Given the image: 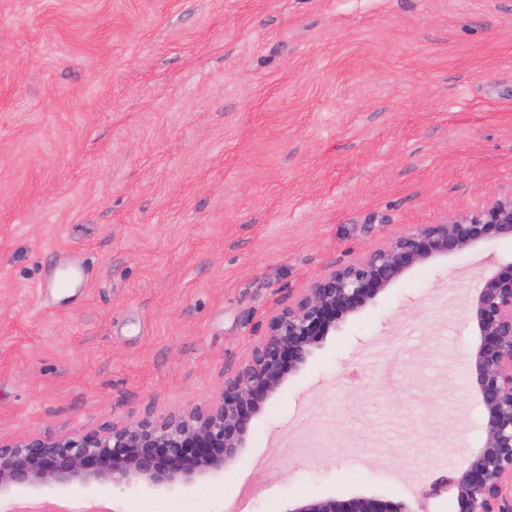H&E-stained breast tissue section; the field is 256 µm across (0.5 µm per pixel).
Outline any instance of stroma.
Here are the masks:
<instances>
[{
	"label": "stroma",
	"mask_w": 512,
	"mask_h": 512,
	"mask_svg": "<svg viewBox=\"0 0 512 512\" xmlns=\"http://www.w3.org/2000/svg\"><path fill=\"white\" fill-rule=\"evenodd\" d=\"M510 192L512 0H0V440L201 405L328 268ZM511 257L411 271L191 492L0 512L416 498L481 437L465 302Z\"/></svg>",
	"instance_id": "35a3bbf8"
}]
</instances>
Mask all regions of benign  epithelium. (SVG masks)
<instances>
[{
  "label": "benign epithelium",
  "mask_w": 512,
  "mask_h": 512,
  "mask_svg": "<svg viewBox=\"0 0 512 512\" xmlns=\"http://www.w3.org/2000/svg\"><path fill=\"white\" fill-rule=\"evenodd\" d=\"M506 240L512 241V193L450 221L400 233L328 269L288 306L272 311L248 359L205 404L104 430L0 442V493L110 483L190 490L224 474L246 457L264 405L307 365L324 336L372 307L413 268ZM467 325L476 336L468 367L483 410V436L464 469L439 478L415 500L325 496L295 500L285 512H429L426 500L443 492L453 497L455 512H512V259L482 276Z\"/></svg>",
  "instance_id": "obj_1"
}]
</instances>
